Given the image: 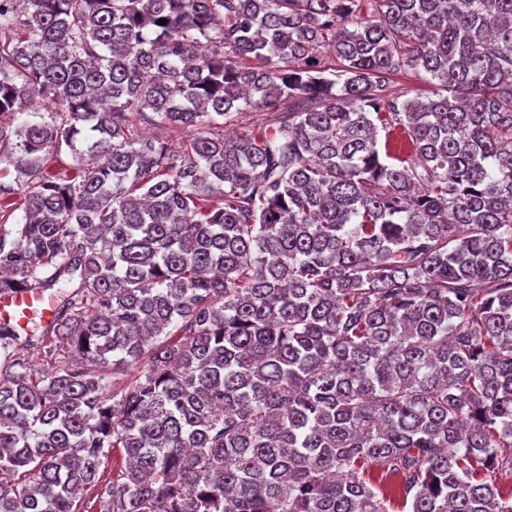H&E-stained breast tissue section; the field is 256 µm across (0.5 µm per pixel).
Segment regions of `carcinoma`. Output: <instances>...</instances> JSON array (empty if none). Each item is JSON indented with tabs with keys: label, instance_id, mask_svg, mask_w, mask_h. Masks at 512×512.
I'll list each match as a JSON object with an SVG mask.
<instances>
[{
	"label": "carcinoma",
	"instance_id": "carcinoma-1",
	"mask_svg": "<svg viewBox=\"0 0 512 512\" xmlns=\"http://www.w3.org/2000/svg\"><path fill=\"white\" fill-rule=\"evenodd\" d=\"M2 161L0 512H512V0H0ZM152 113L148 112L145 116L135 115L133 117V126L139 135H145L158 139L163 142L167 148L175 154L183 155L189 147L192 131L189 129L175 130L167 126L155 123L150 119ZM261 116L255 113L238 115L224 124V134L242 136L245 133L257 131ZM41 305V315L45 322L54 317V309L43 307V295L28 290H14L0 295V320H13L19 326H26L29 313Z\"/></svg>",
	"mask_w": 512,
	"mask_h": 512
}]
</instances>
